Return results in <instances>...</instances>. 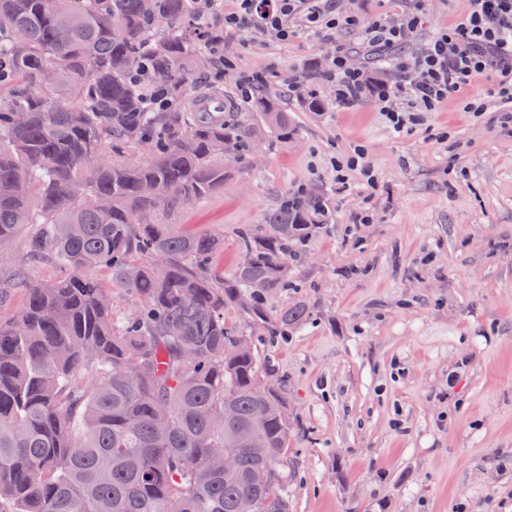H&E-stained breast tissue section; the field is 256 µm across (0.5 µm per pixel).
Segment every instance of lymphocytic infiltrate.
Returning a JSON list of instances; mask_svg holds the SVG:
<instances>
[{
  "label": "lymphocytic infiltrate",
  "mask_w": 512,
  "mask_h": 512,
  "mask_svg": "<svg viewBox=\"0 0 512 512\" xmlns=\"http://www.w3.org/2000/svg\"><path fill=\"white\" fill-rule=\"evenodd\" d=\"M410 9L391 18L361 24L356 15L339 10L336 0H275L262 12L256 0H231L224 9L225 28L256 22L267 37L285 41L293 36L290 20L308 33L332 43L326 78L336 85L334 100L345 108L374 97L395 130H403L417 113L434 112L475 81L488 85L490 96L512 102V0H469L459 21L440 30L416 53L413 64L399 63L392 81H377L353 66V56H371L413 39L427 0H411ZM359 32L360 41L345 44L337 34Z\"/></svg>",
  "instance_id": "obj_1"
}]
</instances>
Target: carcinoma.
Segmentation results:
<instances>
[{"mask_svg": "<svg viewBox=\"0 0 512 512\" xmlns=\"http://www.w3.org/2000/svg\"><path fill=\"white\" fill-rule=\"evenodd\" d=\"M224 0H0V256L64 270L41 283L13 263L0 277V512H289L288 390L224 307L247 295L251 324L286 336L302 304L272 318L263 293L288 286V262L332 221L317 193L282 197L264 228L238 231L250 255L226 277L224 235L185 233L184 206L224 187V158L245 163L256 129L202 105L194 76ZM148 58L164 111L130 79ZM264 131L288 113L251 100ZM145 152L140 159L136 154ZM140 210L150 224H132ZM131 297L119 310L92 272ZM264 414L262 420L254 414ZM264 444L252 447L253 441ZM229 451L232 472L208 461ZM273 481L258 484L260 469Z\"/></svg>", "mask_w": 512, "mask_h": 512, "instance_id": "cac0c4a2", "label": "carcinoma"}]
</instances>
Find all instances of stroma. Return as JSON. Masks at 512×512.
I'll list each match as a JSON object with an SVG mask.
<instances>
[{"instance_id": "35a3bbf8", "label": "stroma", "mask_w": 512, "mask_h": 512, "mask_svg": "<svg viewBox=\"0 0 512 512\" xmlns=\"http://www.w3.org/2000/svg\"><path fill=\"white\" fill-rule=\"evenodd\" d=\"M468 9L431 0L414 54ZM329 47L297 32L282 42L244 26L224 33L237 71L263 76L294 130L260 131L253 158L228 162L224 187L176 217L182 231L224 235L232 274L237 234L284 194L315 191L332 222L267 290L274 315L304 303L308 321L260 346L288 385L291 512H512V123L449 99L395 131L369 101L338 110L323 79ZM323 111L310 110L311 96ZM364 146L378 179L338 183L334 160ZM369 212L371 223L358 216Z\"/></svg>"}]
</instances>
